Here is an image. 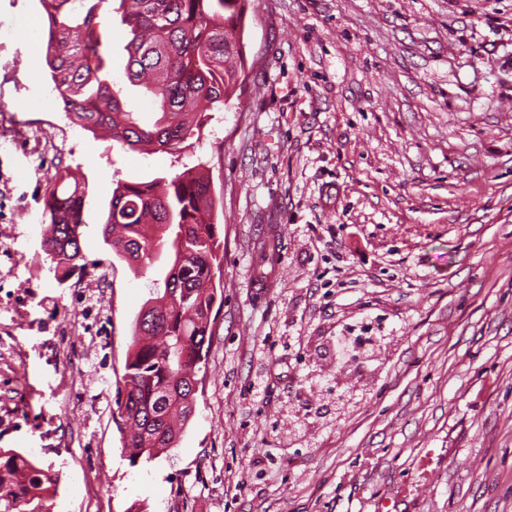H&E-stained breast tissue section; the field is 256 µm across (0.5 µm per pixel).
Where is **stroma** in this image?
I'll return each mask as SVG.
<instances>
[{"mask_svg":"<svg viewBox=\"0 0 512 512\" xmlns=\"http://www.w3.org/2000/svg\"><path fill=\"white\" fill-rule=\"evenodd\" d=\"M43 16L0 0V448L57 472L53 512H512V0H245L240 107L179 157L71 122ZM60 164L89 201L64 281ZM187 167L224 301L194 416L133 466L116 388L158 272L101 223L114 179ZM86 196L85 183L78 175L69 167L57 166L54 187L43 201V214L51 226V236L45 240L43 250L55 270L62 271L63 278L87 267L80 244V228L86 224Z\"/></svg>","mask_w":512,"mask_h":512,"instance_id":"1","label":"stroma"}]
</instances>
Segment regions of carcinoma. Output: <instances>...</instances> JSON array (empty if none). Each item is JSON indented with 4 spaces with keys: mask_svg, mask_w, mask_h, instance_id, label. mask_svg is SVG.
Returning a JSON list of instances; mask_svg holds the SVG:
<instances>
[{
    "mask_svg": "<svg viewBox=\"0 0 512 512\" xmlns=\"http://www.w3.org/2000/svg\"><path fill=\"white\" fill-rule=\"evenodd\" d=\"M108 0H40L47 24L44 65L72 121L132 151L146 147L180 155L194 146L204 118L230 103L244 68L238 21L243 0H119L130 85L152 98L156 119L142 124L128 109L109 67ZM85 184L57 168L43 201L51 226L46 258L62 277L87 267L80 244L86 224ZM215 201L202 176L184 173L147 182L116 180L102 238L129 266L149 269L167 255L151 297L132 325L117 404L123 448L132 466L175 447L195 413L198 374L211 344V313L224 291V255ZM58 475L14 449L0 448V512H43Z\"/></svg>",
    "mask_w": 512,
    "mask_h": 512,
    "instance_id": "cac0c4a2",
    "label": "carcinoma"
}]
</instances>
